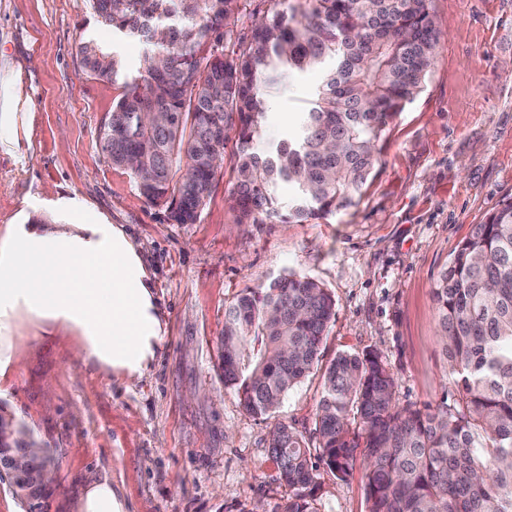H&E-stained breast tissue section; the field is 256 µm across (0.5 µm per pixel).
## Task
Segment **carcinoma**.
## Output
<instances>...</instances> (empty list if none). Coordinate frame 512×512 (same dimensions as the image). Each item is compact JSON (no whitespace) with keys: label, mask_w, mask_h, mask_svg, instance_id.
<instances>
[{"label":"carcinoma","mask_w":512,"mask_h":512,"mask_svg":"<svg viewBox=\"0 0 512 512\" xmlns=\"http://www.w3.org/2000/svg\"><path fill=\"white\" fill-rule=\"evenodd\" d=\"M98 24L139 42L144 73L113 50L79 41L84 67L124 94L98 133L107 162L131 172L148 203L174 224L206 206L234 134L233 207L242 224L303 223L355 203L377 162L388 120L422 89L439 41L431 0H270L236 57H224L238 0H90ZM322 72L301 129L254 148L265 114L261 86ZM288 184V212L276 187ZM453 403L402 405L375 350L342 352L326 367L317 451L344 478L363 459L369 512H512V199L457 248L432 288ZM336 302L316 281L283 274L245 288L224 310L220 369L245 410L269 418L313 369ZM19 425L0 414V448ZM35 466L53 462L30 439ZM268 448L294 490L282 512H316L317 466L305 438L272 428Z\"/></svg>","instance_id":"1"}]
</instances>
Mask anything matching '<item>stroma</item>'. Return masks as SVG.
I'll return each mask as SVG.
<instances>
[{
	"instance_id": "obj_1",
	"label": "stroma",
	"mask_w": 512,
	"mask_h": 512,
	"mask_svg": "<svg viewBox=\"0 0 512 512\" xmlns=\"http://www.w3.org/2000/svg\"><path fill=\"white\" fill-rule=\"evenodd\" d=\"M441 41L420 94L388 122L355 206L302 224H242L233 208L234 141L194 224L170 223L97 136L121 82L86 71L90 36L123 63L143 50L98 25L89 0H0V225L28 213L122 225L150 272L165 336L127 385L77 361L71 331L21 317L0 407L56 458L44 512H78L83 489L110 481L129 512H281L291 496L268 448L276 420L317 448L322 373L338 353L373 349L401 404L456 399L445 387L432 288L473 225L512 198V0H431ZM320 72L286 78L265 97L260 146L296 131ZM294 272L320 282L336 317L318 365L275 418L249 414L218 368L224 308L245 287ZM317 512H368L363 466L320 467Z\"/></svg>"
}]
</instances>
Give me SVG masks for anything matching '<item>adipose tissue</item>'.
Instances as JSON below:
<instances>
[{
  "label": "adipose tissue",
  "mask_w": 512,
  "mask_h": 512,
  "mask_svg": "<svg viewBox=\"0 0 512 512\" xmlns=\"http://www.w3.org/2000/svg\"><path fill=\"white\" fill-rule=\"evenodd\" d=\"M41 330L78 336V359L121 382L141 378L156 356L164 324L139 248L116 224L0 226V384L11 374L8 340L20 316Z\"/></svg>",
  "instance_id": "ef3b65f1"
}]
</instances>
